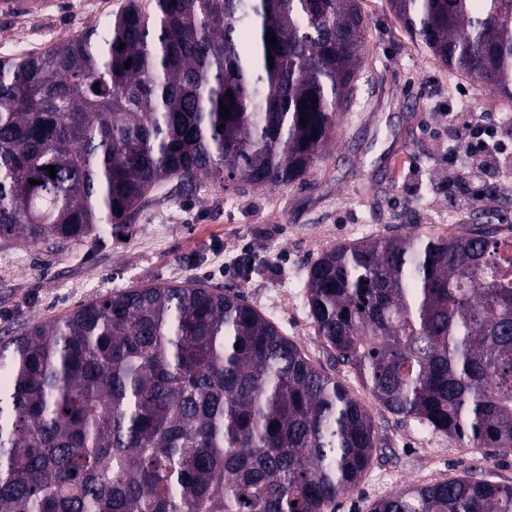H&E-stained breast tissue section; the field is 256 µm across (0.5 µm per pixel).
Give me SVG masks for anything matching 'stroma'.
I'll use <instances>...</instances> for the list:
<instances>
[{
  "label": "stroma",
  "mask_w": 512,
  "mask_h": 512,
  "mask_svg": "<svg viewBox=\"0 0 512 512\" xmlns=\"http://www.w3.org/2000/svg\"><path fill=\"white\" fill-rule=\"evenodd\" d=\"M48 2L44 10L29 0L0 10V56L15 44L20 11L35 17L28 39L37 46L45 34L59 40L93 25L101 11H117L125 0ZM362 8L367 51L358 95L340 117L334 150L304 180L227 191L169 182L100 245H67L54 254L0 249V334L33 317L62 316L101 294L199 279L240 290L314 364L328 367L306 304L308 268L339 243L412 231L457 233V212L439 188L438 163L451 133L448 101L458 92L474 112L504 109L488 89L449 78L447 68L413 44L385 0H362ZM464 215L512 237V203L503 194L487 196ZM242 252L251 255L249 269L229 266ZM335 374L368 410L380 439L371 468L355 491L337 498L335 512H366L369 501L399 486L460 477L476 465L490 480L512 485V455H490L442 436L426 448L416 421L390 413L348 369L337 367Z\"/></svg>",
  "instance_id": "35a3bbf8"
}]
</instances>
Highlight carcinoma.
Wrapping results in <instances>:
<instances>
[{
    "label": "carcinoma",
    "instance_id": "obj_1",
    "mask_svg": "<svg viewBox=\"0 0 512 512\" xmlns=\"http://www.w3.org/2000/svg\"><path fill=\"white\" fill-rule=\"evenodd\" d=\"M387 5L449 74L512 102V0ZM366 32L361 0H128L0 57V247L101 241L171 180H303L357 93ZM305 288L330 360L389 412L512 452V240L496 227L339 244ZM377 444L344 382L238 290L130 288L0 338V512H327ZM367 512H512V485L476 468Z\"/></svg>",
    "mask_w": 512,
    "mask_h": 512
}]
</instances>
